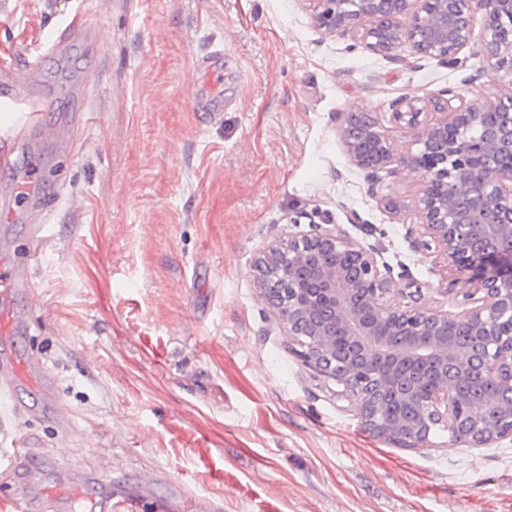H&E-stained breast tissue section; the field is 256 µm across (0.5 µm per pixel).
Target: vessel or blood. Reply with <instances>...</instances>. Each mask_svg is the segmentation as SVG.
<instances>
[{"label": "vessel or blood", "instance_id": "b4317fda", "mask_svg": "<svg viewBox=\"0 0 512 512\" xmlns=\"http://www.w3.org/2000/svg\"><path fill=\"white\" fill-rule=\"evenodd\" d=\"M29 77L22 70L8 66L0 68V176L9 177L14 166L13 155L17 141L29 133H44L43 104L28 100L23 86ZM50 190L13 181L8 199L0 204V221L11 223L23 218L37 224L44 223L51 205ZM29 281V263L16 259L7 241L0 240V392L17 398L31 389L40 394L39 405L17 406L20 415L50 412L61 431H71L73 425L66 409L60 403L54 383L47 373L43 359L23 350L18 339L29 332L28 323L15 308L18 296L26 294ZM24 453L14 452L5 468L6 473L25 470L20 481L0 483V502L26 508L52 503L66 504L70 512H181L179 498L155 499L144 486L115 487L95 495L74 494L65 490L52 491L29 472Z\"/></svg>", "mask_w": 512, "mask_h": 512}]
</instances>
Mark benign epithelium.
Listing matches in <instances>:
<instances>
[{"mask_svg":"<svg viewBox=\"0 0 512 512\" xmlns=\"http://www.w3.org/2000/svg\"><path fill=\"white\" fill-rule=\"evenodd\" d=\"M315 27L350 36L365 50L402 62L409 45L417 54L453 66L478 43L479 70L496 76L497 91L468 100L455 88L435 97L405 95L392 103V118L414 131L416 151L397 152L394 140L368 112L348 119L340 141L357 167L378 173L399 162L418 174L411 207L422 235L430 238L452 282H464L463 307L454 315L403 295L375 250L354 240L341 224L290 236L255 260L266 305L307 348L306 356L341 384L360 416L383 436L418 446L430 426L444 424L454 440L475 447L512 437L508 425L488 423L462 402L448 374L427 391L413 383L399 400L413 410L406 423L377 418V389L406 368L465 362L448 340V328L466 325L487 337L480 371L512 394V0H303ZM480 32H475L476 17Z\"/></svg>","mask_w":512,"mask_h":512,"instance_id":"7a95c632","label":"benign epithelium"}]
</instances>
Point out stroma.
Masks as SVG:
<instances>
[{
  "mask_svg": "<svg viewBox=\"0 0 512 512\" xmlns=\"http://www.w3.org/2000/svg\"><path fill=\"white\" fill-rule=\"evenodd\" d=\"M88 24L45 54L48 33ZM223 49L220 123L197 109L198 57ZM395 63L319 32L300 0H0V65L38 66L29 94L69 143L15 154V176L55 204L32 257L27 349L75 424L14 415L0 396V457L31 436L36 475L73 491L133 484L210 493L223 512H512V437L482 448L433 427L421 448L377 436L303 355L261 297L253 265L275 239L341 224L400 285L456 313L446 274L417 247L414 172L376 195L339 129L377 113L399 153L412 131L390 103L456 87L494 91L478 58L456 68L402 49ZM221 483H214V474Z\"/></svg>",
  "mask_w": 512,
  "mask_h": 512,
  "instance_id": "1",
  "label": "stroma"
}]
</instances>
